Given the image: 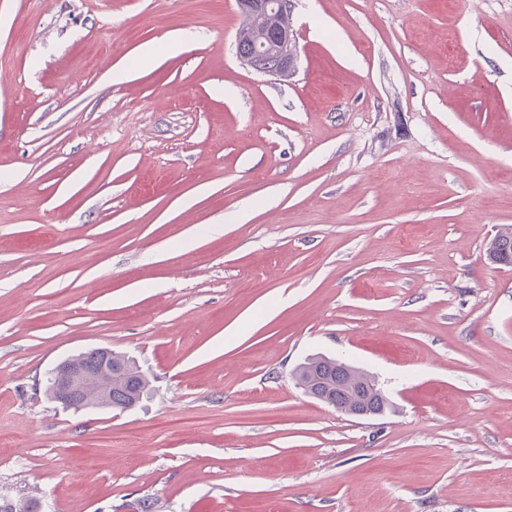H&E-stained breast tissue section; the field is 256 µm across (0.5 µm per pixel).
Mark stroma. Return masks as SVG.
Here are the masks:
<instances>
[{
  "label": "stroma",
  "mask_w": 512,
  "mask_h": 512,
  "mask_svg": "<svg viewBox=\"0 0 512 512\" xmlns=\"http://www.w3.org/2000/svg\"><path fill=\"white\" fill-rule=\"evenodd\" d=\"M242 24L236 0H0V504L512 512V267L486 256L512 0H295L282 78L237 59ZM96 347L135 359L140 405L48 399ZM316 353L391 411L310 398Z\"/></svg>",
  "instance_id": "1"
}]
</instances>
